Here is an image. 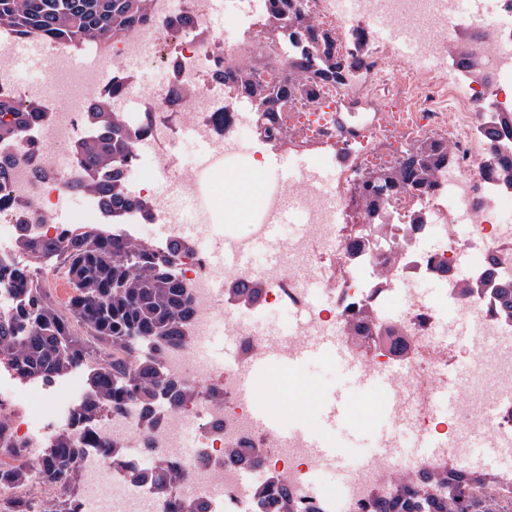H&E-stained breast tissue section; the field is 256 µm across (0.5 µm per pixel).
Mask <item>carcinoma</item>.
I'll list each match as a JSON object with an SVG mask.
<instances>
[{"label":"carcinoma","mask_w":512,"mask_h":512,"mask_svg":"<svg viewBox=\"0 0 512 512\" xmlns=\"http://www.w3.org/2000/svg\"><path fill=\"white\" fill-rule=\"evenodd\" d=\"M151 0H0V28L7 27L20 40L33 36L49 41H67L78 51L94 49L107 55L112 39L141 29L150 16ZM294 71L285 81L261 90L244 73L223 72L217 78L238 83L247 99H255L270 138L281 134L278 112L281 101L308 86L344 79L354 63L326 51L325 59L312 64L301 53L294 54ZM33 104L19 105L0 97V141H8L35 118ZM98 134L76 143L72 151L84 168L85 179L77 185L81 193L99 195L115 215L132 206L125 196L117 167L129 154L133 142L123 118L112 108V98L89 108ZM448 146L424 142L404 151L392 170L364 180L362 195L378 200L397 189L428 187L432 172L449 163ZM18 247L33 258L22 268L0 265V280L21 290L15 311L0 316V364L9 365L22 380L49 382L76 364L92 365L87 384L91 394L83 417L92 420L102 405L121 407L135 400L148 409L161 396L178 405L191 392L185 383L164 375L160 356L177 348L191 314L190 291L174 268L175 248L161 250L148 242L118 239L103 227L80 226L53 245H42L22 234ZM62 266L72 288L61 309L50 293L41 288L38 274L49 266ZM85 453L71 434H58L42 451L37 479L58 485L61 494L52 506L33 509L32 503L18 501L14 512H79L76 487L79 462ZM224 456L246 468L258 464L260 451L226 448ZM182 472L172 469L148 477L132 478L151 482L158 490L177 482ZM32 480L25 466L0 472V481L26 484ZM454 495L431 497L428 490L448 484V473L424 478L410 491L398 481L395 497L375 504L374 512H461V487L467 483L455 477ZM264 505L278 512H291L285 494L270 484L264 491Z\"/></svg>","instance_id":"carcinoma-1"}]
</instances>
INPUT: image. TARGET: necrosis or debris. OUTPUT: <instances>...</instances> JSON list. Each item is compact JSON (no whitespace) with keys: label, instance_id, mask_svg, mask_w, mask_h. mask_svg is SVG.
I'll use <instances>...</instances> for the list:
<instances>
[{"label":"necrosis or debris","instance_id":"1","mask_svg":"<svg viewBox=\"0 0 512 512\" xmlns=\"http://www.w3.org/2000/svg\"><path fill=\"white\" fill-rule=\"evenodd\" d=\"M213 7V0H152L151 25L113 40L110 59L95 57L90 67L71 64L68 44H46L56 64L33 82L17 75L10 55L17 39L0 29V94L38 108L34 126L0 142V157L12 161L0 188V262L22 266L13 248L21 231L42 244L69 235L70 225L53 217L73 195L81 173L60 153L88 135L87 109L116 83L122 86L111 94L116 101L130 94L141 99L139 111L124 115L135 148L119 172L138 177L139 197L149 212L131 210L115 223L92 195L87 210L101 223H114L116 234L144 236L157 247L183 239L184 207L198 204L205 185L179 160L181 126H193L197 141L221 151L242 126L241 90L217 80V72L246 66L257 85H278L292 70L288 37L306 27L326 36L307 45L309 57L329 49L360 56L362 92L353 93L354 78L348 76L289 101L279 115L283 135L276 143L305 156L345 153L351 162L329 189H278L271 208L302 210L307 224L303 234L270 244L275 267L210 264L200 244L210 227L197 225V243L178 256L192 321L184 344L161 356L169 376L195 389L178 407L162 400L147 412L135 402L105 407L92 427H82L75 421L89 397L82 366L49 386L22 389L15 372L1 364L0 399L19 406L0 413V468L37 469L41 436L63 428L88 450L78 493L82 512H172L186 501L207 512H266L261 491L271 481L287 489L291 512H325L331 503L336 512H373L376 502L394 496L395 478L455 472L479 444L494 439L505 465L473 481L470 494L481 499L493 491L512 501V310L500 300L501 288L512 284V224L502 219L512 208V170L501 164L512 156V0H490L480 24L456 0H388L383 10L377 0H354L348 8L341 0H290L284 13L263 0L249 27L230 40L215 37ZM381 15L412 36L416 55H402L392 37L374 38ZM134 58L159 61L158 80L142 85L129 67ZM47 81L71 87L76 105L64 107L44 95ZM394 84L412 90L414 100L389 110L381 98ZM398 128L422 142L447 144L453 163L433 171L425 192L400 191L368 204L361 182L368 168L389 166L377 151ZM461 214L468 219L462 234L456 230ZM437 229L442 245L424 249L423 240ZM465 260L474 273L461 281L453 271ZM264 278L279 279L280 285L262 287L258 306L303 309L308 319L301 336H340L373 347L360 363L364 376L375 378L397 359L407 367L399 381L401 411L385 435L388 449L346 470L343 497L318 482L324 466L299 437L266 440L259 481L244 480L242 467L224 457L225 449L254 445L259 431L253 405L237 395L238 367L216 368L195 341L219 322L225 335L240 341L241 361L265 350L266 331L244 319L233 295ZM425 278L441 282L449 304L475 321L457 381L460 404L439 427L427 393L448 377V339L436 308L417 288ZM407 434L437 439L442 450L430 458L408 454ZM116 446L126 450L117 462ZM167 468L182 470L184 477L161 493L131 478Z\"/></svg>","mask_w":512,"mask_h":512}]
</instances>
